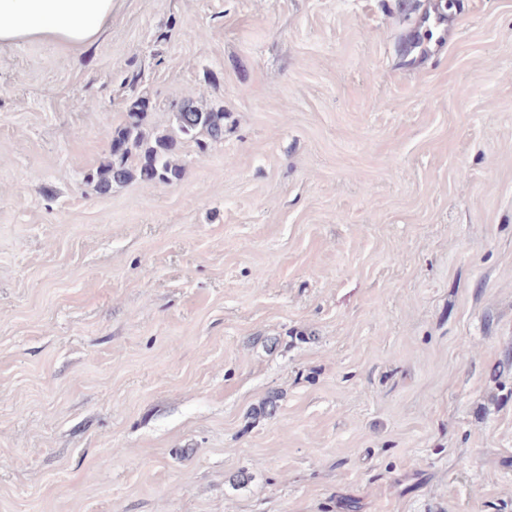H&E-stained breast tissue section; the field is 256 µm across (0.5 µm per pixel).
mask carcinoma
<instances>
[{"label":"carcinoma","instance_id":"carcinoma-1","mask_svg":"<svg viewBox=\"0 0 512 512\" xmlns=\"http://www.w3.org/2000/svg\"><path fill=\"white\" fill-rule=\"evenodd\" d=\"M150 107L145 96L128 102L131 121L112 131L109 155L85 179L102 195L113 186L137 180L142 183L172 185L181 180L184 168L177 150L184 140L195 143L205 153L212 144L224 139V111L206 109L186 98L175 112V127L169 133H148L142 122Z\"/></svg>","mask_w":512,"mask_h":512}]
</instances>
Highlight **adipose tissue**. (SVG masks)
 <instances>
[{
  "instance_id": "1",
  "label": "adipose tissue",
  "mask_w": 512,
  "mask_h": 512,
  "mask_svg": "<svg viewBox=\"0 0 512 512\" xmlns=\"http://www.w3.org/2000/svg\"><path fill=\"white\" fill-rule=\"evenodd\" d=\"M112 21V0H0V46L51 41L72 51Z\"/></svg>"
}]
</instances>
